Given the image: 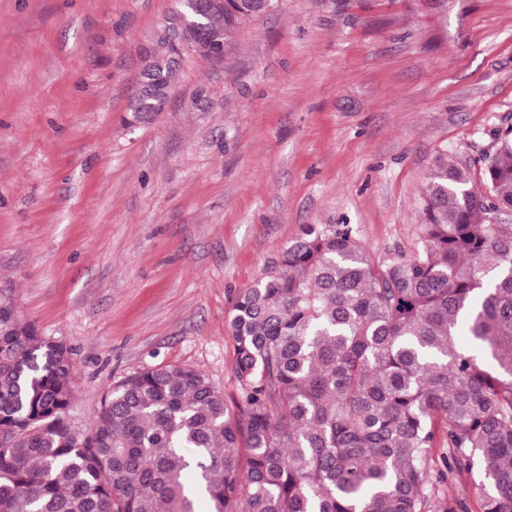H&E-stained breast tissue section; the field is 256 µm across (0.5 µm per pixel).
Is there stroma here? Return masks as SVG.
<instances>
[{"label": "stroma", "instance_id": "1", "mask_svg": "<svg viewBox=\"0 0 512 512\" xmlns=\"http://www.w3.org/2000/svg\"><path fill=\"white\" fill-rule=\"evenodd\" d=\"M173 6L0 0V291L70 349L81 429L159 364L238 400L232 305L267 260L308 224L412 253L437 152L512 128V0H278L128 127Z\"/></svg>", "mask_w": 512, "mask_h": 512}]
</instances>
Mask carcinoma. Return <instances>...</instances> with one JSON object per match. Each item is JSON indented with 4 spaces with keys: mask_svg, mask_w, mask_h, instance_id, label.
I'll return each instance as SVG.
<instances>
[{
    "mask_svg": "<svg viewBox=\"0 0 512 512\" xmlns=\"http://www.w3.org/2000/svg\"><path fill=\"white\" fill-rule=\"evenodd\" d=\"M275 2L227 0L224 52ZM481 182L439 152L409 255L304 226L234 300L232 409L158 365L75 428L69 351L1 295L0 512H468L477 465L480 512H512V136Z\"/></svg>",
    "mask_w": 512,
    "mask_h": 512,
    "instance_id": "carcinoma-1",
    "label": "carcinoma"
}]
</instances>
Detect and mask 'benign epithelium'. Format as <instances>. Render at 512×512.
Masks as SVG:
<instances>
[{
  "mask_svg": "<svg viewBox=\"0 0 512 512\" xmlns=\"http://www.w3.org/2000/svg\"><path fill=\"white\" fill-rule=\"evenodd\" d=\"M224 24V0H181V7L170 14L153 32L151 38L139 45L143 63L142 80L176 62L185 50L213 61L224 60V43L206 40L213 26ZM148 94H135L128 106L134 117L128 122L136 126L145 119Z\"/></svg>",
  "mask_w": 512,
  "mask_h": 512,
  "instance_id": "1",
  "label": "benign epithelium"
}]
</instances>
